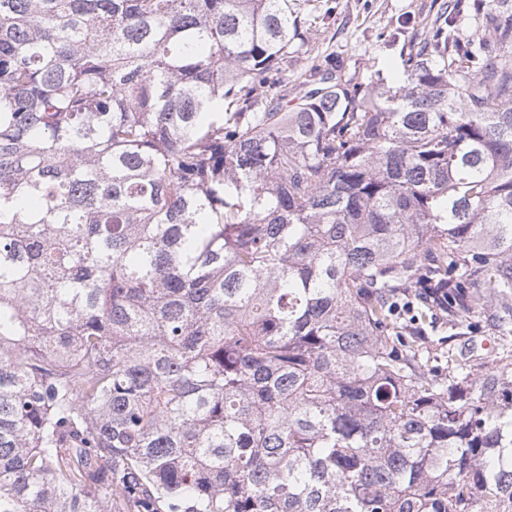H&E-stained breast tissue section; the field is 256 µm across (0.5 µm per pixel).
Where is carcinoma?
<instances>
[{"label":"carcinoma","mask_w":512,"mask_h":512,"mask_svg":"<svg viewBox=\"0 0 512 512\" xmlns=\"http://www.w3.org/2000/svg\"><path fill=\"white\" fill-rule=\"evenodd\" d=\"M310 2L0 0V512H512V0ZM313 4L328 3L333 13L321 28L311 34L316 53H336V58L352 72L354 67L360 74L366 71H380L390 79V70L400 62L405 35L401 21L422 30L431 15L441 4L461 3L458 23L465 28L482 22L483 10L477 8L475 0H314ZM393 33V38L379 41V33ZM486 318H487V313H485V312L484 313L483 312L476 313L473 317V321L476 322L478 325H481V327L477 331L471 333L470 334L471 336H467L464 339H462V341H456L453 344L456 347L461 346L463 350H464V347H467V345H468V347L474 348L475 351H477V353H480L485 356H489L490 354H492L493 336H492L491 332L489 330H487V327H485ZM464 341L466 344L465 346L463 344ZM483 342H486L487 345L486 346L482 345Z\"/></svg>","instance_id":"carcinoma-1"}]
</instances>
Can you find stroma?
I'll list each match as a JSON object with an SVG mask.
<instances>
[{
    "label": "stroma",
    "instance_id": "35a3bbf8",
    "mask_svg": "<svg viewBox=\"0 0 512 512\" xmlns=\"http://www.w3.org/2000/svg\"><path fill=\"white\" fill-rule=\"evenodd\" d=\"M452 0H327L333 12L311 36L318 53H336L347 68L389 75L400 61L403 23L423 28L439 5ZM389 32L380 40L381 32Z\"/></svg>",
    "mask_w": 512,
    "mask_h": 512
}]
</instances>
